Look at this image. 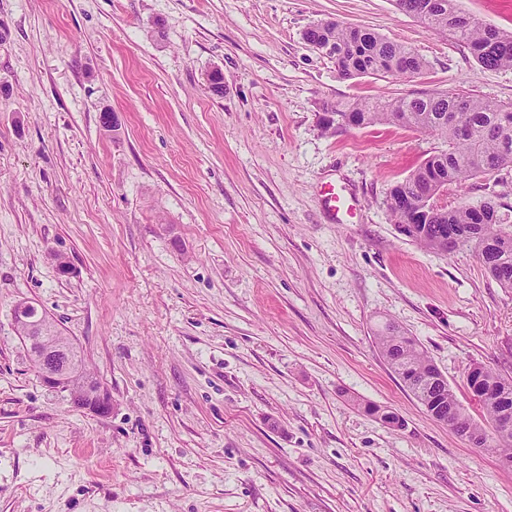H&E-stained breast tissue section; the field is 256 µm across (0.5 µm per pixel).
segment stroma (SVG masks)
<instances>
[{
	"label": "stroma",
	"instance_id": "stroma-1",
	"mask_svg": "<svg viewBox=\"0 0 512 512\" xmlns=\"http://www.w3.org/2000/svg\"><path fill=\"white\" fill-rule=\"evenodd\" d=\"M326 20L426 68L340 78L303 37ZM452 90L512 104V68L393 0H0V512H512V470L432 419L374 343L388 323L414 336L475 416L469 366L512 376V289L387 207L444 144L318 124ZM326 183L358 198L354 219L327 218ZM489 197L512 217V169L444 200ZM24 298L79 344L111 413L45 386L11 319Z\"/></svg>",
	"mask_w": 512,
	"mask_h": 512
}]
</instances>
